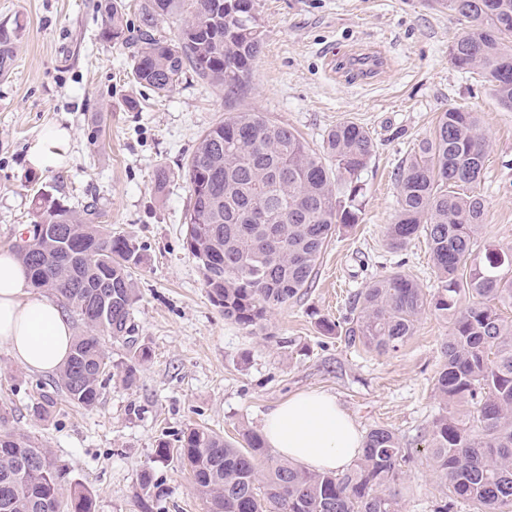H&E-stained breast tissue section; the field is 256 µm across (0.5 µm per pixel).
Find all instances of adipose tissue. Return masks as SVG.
<instances>
[{"label": "adipose tissue", "instance_id": "adipose-tissue-1", "mask_svg": "<svg viewBox=\"0 0 512 512\" xmlns=\"http://www.w3.org/2000/svg\"><path fill=\"white\" fill-rule=\"evenodd\" d=\"M70 149L69 130L55 125L34 141L27 161L41 172L55 170L67 164ZM28 288L21 260L0 250V344L25 367L54 372L70 355L74 331L58 302L32 296ZM262 432L279 456L316 471L348 469L361 453L362 434L354 420L322 391L280 402L265 414Z\"/></svg>", "mask_w": 512, "mask_h": 512}]
</instances>
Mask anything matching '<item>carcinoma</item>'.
Segmentation results:
<instances>
[{
    "label": "carcinoma",
    "instance_id": "obj_1",
    "mask_svg": "<svg viewBox=\"0 0 512 512\" xmlns=\"http://www.w3.org/2000/svg\"><path fill=\"white\" fill-rule=\"evenodd\" d=\"M465 31L448 45L458 70L479 69L498 103L512 111V0H441ZM104 40L133 46L136 83L160 95L190 73L238 94L251 82L263 43L255 0H140L137 35L123 0H105ZM165 19L177 36L158 34ZM21 27L0 22V77L13 62ZM489 141L477 113L451 107L397 174L398 209L386 239L393 249L424 236L437 284L430 291L410 276H379L356 293L343 322L319 321L341 336L385 353L414 334L426 311L448 323L443 364L434 389L443 404L425 451L442 487L434 512L458 499L474 512L512 507V250L478 238L485 204L476 191ZM374 152L369 132L352 121L331 128L321 149L263 113L241 109L208 128L186 162L190 185L184 246L198 264L224 318L263 331L268 317L312 282L337 227L359 223L362 174ZM58 186L33 198L34 224L58 233L16 245L31 287L61 303L79 322L58 384L67 401L91 408L112 377L101 338L134 347L120 370L131 386L148 349L131 336L138 299L133 273L143 263L130 237L97 223L92 204L67 207ZM68 243L69 250L59 247ZM235 448L205 428L189 427L177 445L161 441L160 462L189 470L209 512H399V489L414 458L397 434L368 431L362 454L343 472L302 469L275 458L261 434H242ZM0 512H94L80 487L64 492V472L52 452L30 438L0 430Z\"/></svg>",
    "mask_w": 512,
    "mask_h": 512
}]
</instances>
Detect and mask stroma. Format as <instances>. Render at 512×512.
<instances>
[{
  "mask_svg": "<svg viewBox=\"0 0 512 512\" xmlns=\"http://www.w3.org/2000/svg\"><path fill=\"white\" fill-rule=\"evenodd\" d=\"M100 3L0 0V22L23 26L10 73L0 79V249L20 239L42 187L59 185L72 209L96 205L102 223L142 248L131 321L150 357L135 386L113 376L84 409L67 402L56 373L28 370L2 344L7 428L51 449L66 485L89 491L95 512H208L188 470L155 461L157 443L176 442L191 426L239 441L300 392H326L361 432L385 426L403 447L422 450L441 411L433 379L447 324L424 314L398 351L378 353L323 334L318 321L343 320L356 292L394 271L424 291L435 286L425 238L392 250L385 233L400 166L449 107L476 112L490 140L477 186L486 208L481 241L512 248V111L485 78L450 64L448 44L461 26L436 0H256L265 41L244 94L228 98L187 76L158 95L134 81L127 46L100 38ZM244 106L315 149L346 120L375 144L359 223L337 231L313 282L271 314L264 335L225 320L183 246L185 163L205 130ZM53 124L71 130V158L56 171H31L26 154ZM160 172L167 178L161 197L154 192ZM45 400L49 414L35 418L32 405ZM146 470L163 490L154 500L141 485ZM402 493V512H434L441 488L420 465Z\"/></svg>",
  "mask_w": 512,
  "mask_h": 512,
  "instance_id": "1",
  "label": "stroma"
}]
</instances>
